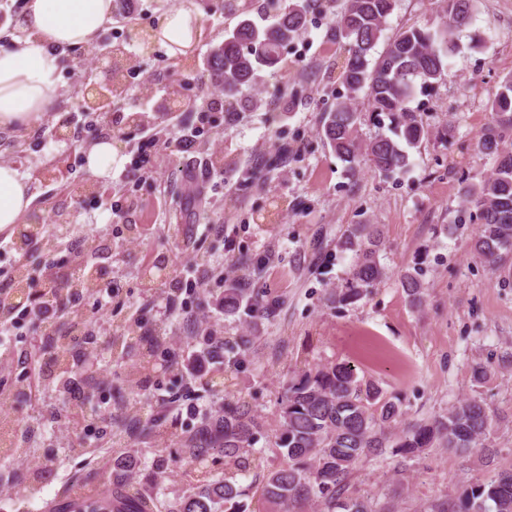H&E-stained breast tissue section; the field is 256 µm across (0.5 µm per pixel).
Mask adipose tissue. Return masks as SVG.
I'll use <instances>...</instances> for the list:
<instances>
[{"label":"adipose tissue","mask_w":512,"mask_h":512,"mask_svg":"<svg viewBox=\"0 0 512 512\" xmlns=\"http://www.w3.org/2000/svg\"><path fill=\"white\" fill-rule=\"evenodd\" d=\"M114 0H27L8 45L0 47V131L37 125L62 94L59 48H84L111 23ZM157 47L172 54L197 41L200 16L190 0L158 20ZM34 201L27 177L0 165V232L24 223Z\"/></svg>","instance_id":"obj_1"}]
</instances>
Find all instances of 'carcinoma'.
Segmentation results:
<instances>
[{"instance_id":"cac0c4a2","label":"carcinoma","mask_w":512,"mask_h":512,"mask_svg":"<svg viewBox=\"0 0 512 512\" xmlns=\"http://www.w3.org/2000/svg\"><path fill=\"white\" fill-rule=\"evenodd\" d=\"M443 28L432 32L409 27L392 36L385 33L387 18L396 0H276L274 21L255 23L248 6L225 0L224 8L238 17L224 42L215 46L206 61L216 83L224 90V101L236 99L265 70L288 69L284 49L304 27L307 16L318 13L331 20V34L346 46L347 56L340 79L354 98L363 95L370 120L377 128L361 142L359 112L349 100H336L324 111L322 133L334 153L356 170L360 160L385 174L396 175L409 165V150L416 148L427 131L407 103L417 92L426 91L448 70L458 44L450 34L465 28L471 19L473 0H442ZM112 96L124 92L128 65L121 47L112 49ZM512 136V77L496 93L491 120L478 137L479 151L494 160L491 173L479 182H464L461 203L478 224L472 251L495 275L512 274V150L504 147ZM339 246L352 254L345 282L331 292L328 301L336 308L365 296L387 276L379 256L384 247L383 231L377 224H351L340 237ZM400 286L409 304L423 303V285L417 272L406 271ZM101 284L86 267L71 285L72 294L95 292ZM273 304L262 300L251 288L236 282L224 289V314L255 318L266 315ZM140 328L135 317L115 326L110 343L112 354L124 357L129 341ZM145 347L126 374V383L136 386L155 369L154 349L166 337L158 333L138 337ZM59 369L69 371L68 336H54ZM253 344L249 336L233 341L209 343L193 370L200 383L226 387L227 373L235 356ZM275 445L284 463L264 472L259 481L262 498L282 509L313 503L319 512H379L368 497H344L345 483L358 464L392 454L415 456L427 448H447L459 455L475 449L485 452L488 463L495 452L487 444L494 419L482 397L459 399L448 413L431 421L393 429L402 423L401 401L377 385L359 378L350 362L318 365L284 386L280 396ZM265 421L241 401H226L224 408L206 418L184 440L188 455L187 476L195 492L173 502H161L153 494L130 484L117 485L90 503L70 487L50 506V512H213L224 503V512H245L240 498L245 495L238 477L250 469V449L264 434ZM224 453L228 474H213L206 465L210 452ZM432 512H512V468H499L494 475L472 483L456 501Z\"/></svg>"}]
</instances>
